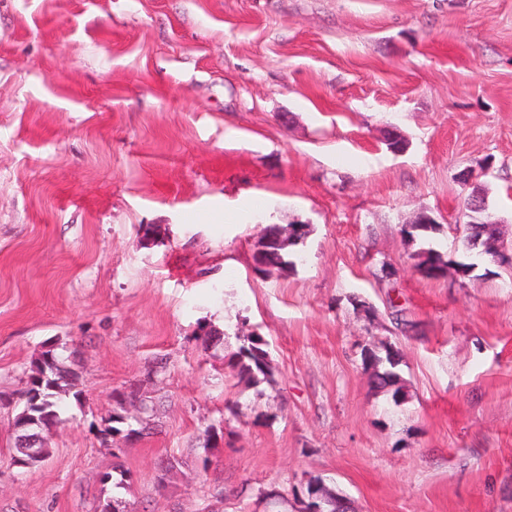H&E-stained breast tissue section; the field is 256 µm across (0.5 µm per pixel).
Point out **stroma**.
<instances>
[{
  "label": "stroma",
  "instance_id": "35a3bbf8",
  "mask_svg": "<svg viewBox=\"0 0 512 512\" xmlns=\"http://www.w3.org/2000/svg\"><path fill=\"white\" fill-rule=\"evenodd\" d=\"M466 168L512 247V0H0V512H295L305 479L512 512V271L467 248ZM268 224L306 234L265 275ZM429 246L475 271L424 277ZM49 341L79 378L17 468ZM129 389L152 429L102 435ZM246 340L247 343L244 340V344L234 354L240 367V373L255 383L261 380L260 376H262L263 380H267L269 365L265 359H267L268 355L266 349L268 344L262 343V339L259 336H247ZM394 351L391 346L385 347V358L378 356L375 352L370 351V353L365 354L363 356V363L367 366H372L374 369L373 372V381L374 383L382 388L390 387L393 396L400 395L402 386L398 385L401 383V377L395 368L399 365L400 362V352ZM399 353V354H398ZM383 362L389 365V368H385L382 372L378 369L380 364Z\"/></svg>",
  "mask_w": 512,
  "mask_h": 512
}]
</instances>
